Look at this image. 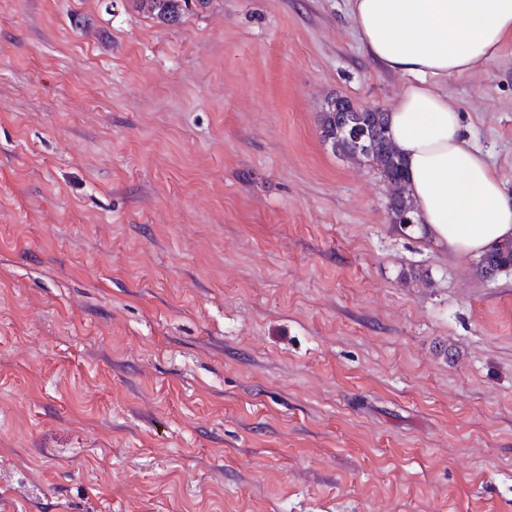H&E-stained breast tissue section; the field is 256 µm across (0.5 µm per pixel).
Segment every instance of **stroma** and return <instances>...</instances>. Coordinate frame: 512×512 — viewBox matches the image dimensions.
Here are the masks:
<instances>
[{"label": "stroma", "instance_id": "35a3bbf8", "mask_svg": "<svg viewBox=\"0 0 512 512\" xmlns=\"http://www.w3.org/2000/svg\"><path fill=\"white\" fill-rule=\"evenodd\" d=\"M349 0H0V512H512V267L319 114ZM443 89L512 195V40ZM134 7L162 26H175L192 10L205 9L211 0H132Z\"/></svg>", "mask_w": 512, "mask_h": 512}]
</instances>
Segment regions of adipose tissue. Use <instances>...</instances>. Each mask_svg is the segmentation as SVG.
I'll return each instance as SVG.
<instances>
[{"instance_id":"adipose-tissue-1","label":"adipose tissue","mask_w":512,"mask_h":512,"mask_svg":"<svg viewBox=\"0 0 512 512\" xmlns=\"http://www.w3.org/2000/svg\"><path fill=\"white\" fill-rule=\"evenodd\" d=\"M369 58L409 82L387 109L418 208L415 233L482 256L512 242V198L438 85L493 61L512 39V0H351Z\"/></svg>"}]
</instances>
